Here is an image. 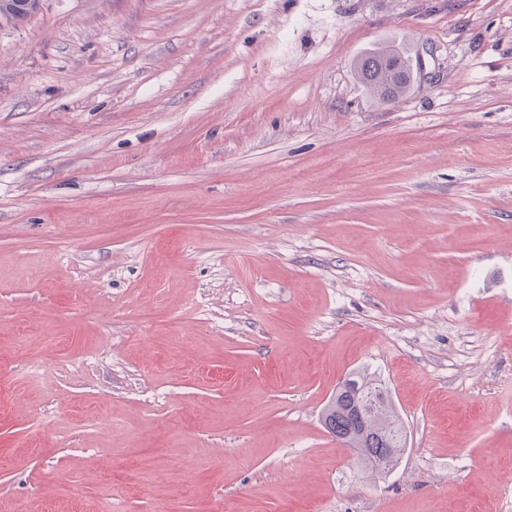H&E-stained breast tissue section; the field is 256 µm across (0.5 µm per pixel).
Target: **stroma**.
<instances>
[{
    "instance_id": "obj_1",
    "label": "stroma",
    "mask_w": 512,
    "mask_h": 512,
    "mask_svg": "<svg viewBox=\"0 0 512 512\" xmlns=\"http://www.w3.org/2000/svg\"><path fill=\"white\" fill-rule=\"evenodd\" d=\"M360 368L385 473L322 424ZM108 501L512 512V0L0 19V512ZM357 75L364 87L383 102L409 94L414 87V70L409 56L389 47L374 49L357 59Z\"/></svg>"
}]
</instances>
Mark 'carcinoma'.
I'll list each match as a JSON object with an SVG mask.
<instances>
[{
	"instance_id": "carcinoma-1",
	"label": "carcinoma",
	"mask_w": 512,
	"mask_h": 512,
	"mask_svg": "<svg viewBox=\"0 0 512 512\" xmlns=\"http://www.w3.org/2000/svg\"><path fill=\"white\" fill-rule=\"evenodd\" d=\"M39 0H0V18L23 20ZM357 75L364 87L383 102L409 94L414 87L412 59L389 47L374 49L357 59ZM325 428L348 445L369 468L406 447L403 425L389 395L375 374L358 369L349 374L337 400L323 410Z\"/></svg>"
}]
</instances>
